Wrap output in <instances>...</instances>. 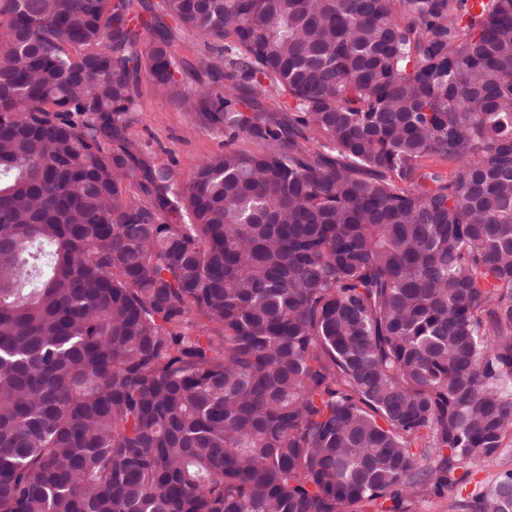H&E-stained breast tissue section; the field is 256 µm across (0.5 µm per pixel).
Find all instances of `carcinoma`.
I'll return each mask as SVG.
<instances>
[{
	"mask_svg": "<svg viewBox=\"0 0 512 512\" xmlns=\"http://www.w3.org/2000/svg\"><path fill=\"white\" fill-rule=\"evenodd\" d=\"M0 37V512H410L512 446V0H0ZM143 81L224 130L184 182L125 135Z\"/></svg>",
	"mask_w": 512,
	"mask_h": 512,
	"instance_id": "obj_1",
	"label": "carcinoma"
}]
</instances>
